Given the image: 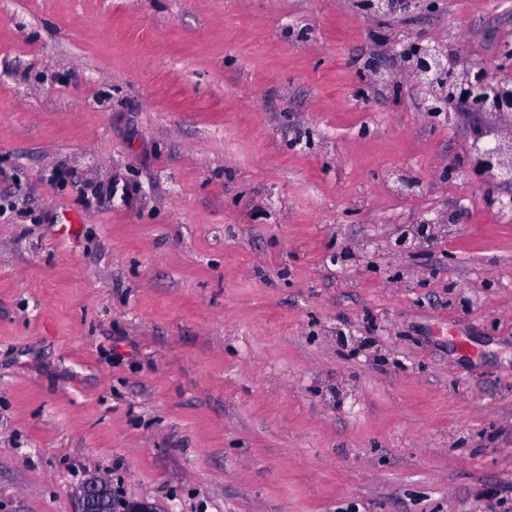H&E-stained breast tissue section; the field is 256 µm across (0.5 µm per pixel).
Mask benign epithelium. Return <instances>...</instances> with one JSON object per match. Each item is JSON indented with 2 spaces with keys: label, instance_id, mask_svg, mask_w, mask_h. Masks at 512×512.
<instances>
[{
  "label": "benign epithelium",
  "instance_id": "7a95c632",
  "mask_svg": "<svg viewBox=\"0 0 512 512\" xmlns=\"http://www.w3.org/2000/svg\"><path fill=\"white\" fill-rule=\"evenodd\" d=\"M429 0H369L375 14L400 11L417 15L425 12ZM391 51L403 61L413 86L424 95V112L431 119H452L451 109L462 106L469 115L482 120L496 119L512 127V65L503 62L474 63L457 69L461 49L450 50L439 43L397 40ZM488 133L478 135L471 143L470 166L489 181L511 191L501 193L495 204L501 210L512 211V136L487 139ZM454 215L426 218L413 229L399 228L381 245L380 253L390 258L412 254L424 238L447 235L455 226ZM112 494L109 482L91 478L79 492V512H93L96 503Z\"/></svg>",
  "mask_w": 512,
  "mask_h": 512
}]
</instances>
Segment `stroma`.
<instances>
[{"label": "stroma", "mask_w": 512, "mask_h": 512, "mask_svg": "<svg viewBox=\"0 0 512 512\" xmlns=\"http://www.w3.org/2000/svg\"><path fill=\"white\" fill-rule=\"evenodd\" d=\"M397 39L512 0H0V512H512V220ZM430 4L427 0H369V8L374 14H386L400 11L417 15L425 12ZM456 219L454 215L448 213V216L423 219L414 229L400 227L390 238L381 245V254L390 258H398L412 254L418 248L419 243L424 238L447 235L455 226ZM373 257V258H375ZM111 495V511L105 512H148L150 506L142 502H119L112 496L109 482L103 478H91L86 481L79 492V512H95L93 508L103 497ZM150 512H155L152 510Z\"/></svg>", "instance_id": "35a3bbf8"}]
</instances>
